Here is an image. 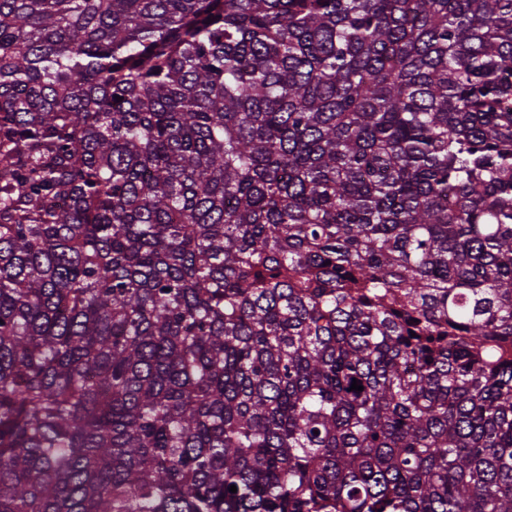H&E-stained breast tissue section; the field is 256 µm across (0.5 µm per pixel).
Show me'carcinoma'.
Masks as SVG:
<instances>
[{"instance_id":"obj_1","label":"carcinoma","mask_w":512,"mask_h":512,"mask_svg":"<svg viewBox=\"0 0 512 512\" xmlns=\"http://www.w3.org/2000/svg\"><path fill=\"white\" fill-rule=\"evenodd\" d=\"M0 512H512V0H0Z\"/></svg>"}]
</instances>
